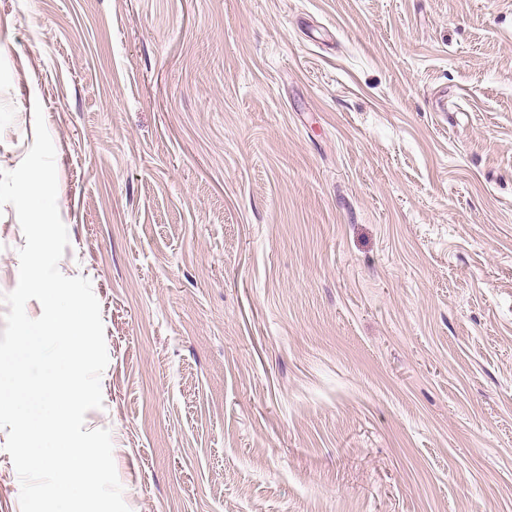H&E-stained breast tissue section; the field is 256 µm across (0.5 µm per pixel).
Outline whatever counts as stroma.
I'll return each instance as SVG.
<instances>
[{"instance_id":"stroma-1","label":"stroma","mask_w":512,"mask_h":512,"mask_svg":"<svg viewBox=\"0 0 512 512\" xmlns=\"http://www.w3.org/2000/svg\"><path fill=\"white\" fill-rule=\"evenodd\" d=\"M37 105L130 512H512V0H0Z\"/></svg>"}]
</instances>
